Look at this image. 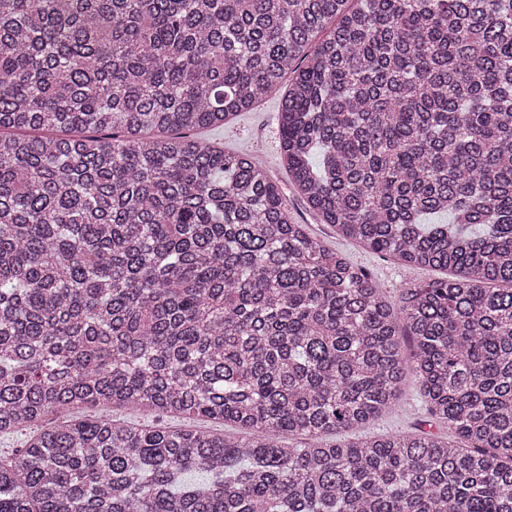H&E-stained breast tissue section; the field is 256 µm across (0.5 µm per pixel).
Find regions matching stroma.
Instances as JSON below:
<instances>
[{
	"instance_id": "stroma-1",
	"label": "stroma",
	"mask_w": 512,
	"mask_h": 512,
	"mask_svg": "<svg viewBox=\"0 0 512 512\" xmlns=\"http://www.w3.org/2000/svg\"><path fill=\"white\" fill-rule=\"evenodd\" d=\"M280 100V94H273L224 127L204 131L203 136L218 143L225 152L254 156L283 190L293 220L306 225L310 233L322 239L329 247L345 254L354 265L366 269L385 288L389 299H396L400 288L406 285H422L438 279L437 271L400 265L393 259L381 257L338 237L334 228L320 223L288 178L280 145ZM110 415L142 426L159 425L213 432L224 429L223 423L202 417H167L145 410L125 409L111 410ZM426 417L424 397L419 386L413 384L408 387L400 407L389 417L369 425L368 431L375 435L410 432L419 428Z\"/></svg>"
}]
</instances>
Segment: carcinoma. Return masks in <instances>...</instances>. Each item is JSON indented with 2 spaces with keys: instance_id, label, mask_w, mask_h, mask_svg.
<instances>
[{
  "instance_id": "carcinoma-1",
  "label": "carcinoma",
  "mask_w": 512,
  "mask_h": 512,
  "mask_svg": "<svg viewBox=\"0 0 512 512\" xmlns=\"http://www.w3.org/2000/svg\"><path fill=\"white\" fill-rule=\"evenodd\" d=\"M285 80L309 208L452 278L197 136ZM410 377L444 433L365 434ZM3 422L0 512H512V0H0ZM99 415H110L113 418L130 422L136 425H159L171 428H192L198 430H209L213 432H223L224 424L217 420H211L202 417L193 416H162L156 413H150L146 410H125L112 409V407H98L93 409Z\"/></svg>"
}]
</instances>
